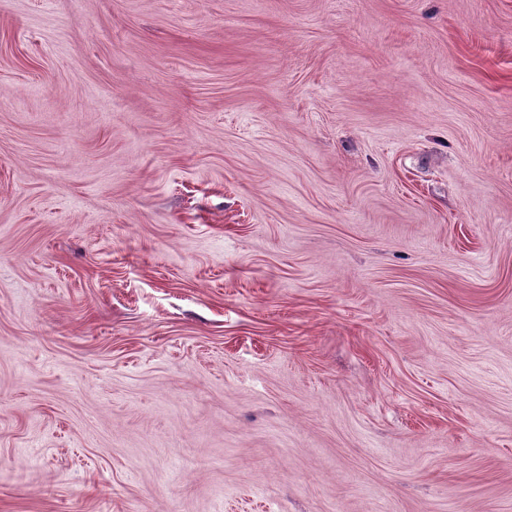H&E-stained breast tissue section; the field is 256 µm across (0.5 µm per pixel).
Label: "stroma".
<instances>
[{
    "instance_id": "stroma-1",
    "label": "stroma",
    "mask_w": 512,
    "mask_h": 512,
    "mask_svg": "<svg viewBox=\"0 0 512 512\" xmlns=\"http://www.w3.org/2000/svg\"><path fill=\"white\" fill-rule=\"evenodd\" d=\"M0 512H512V0H0Z\"/></svg>"
}]
</instances>
